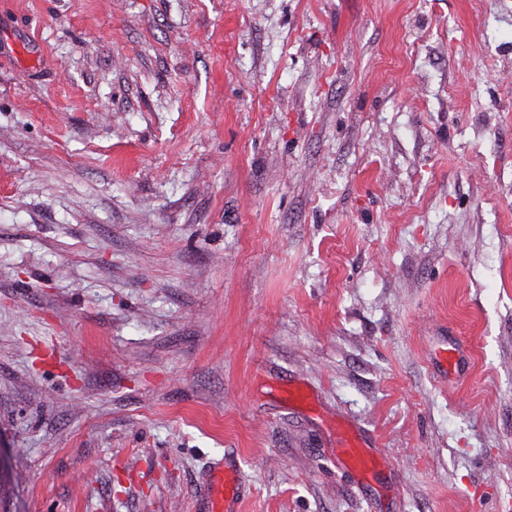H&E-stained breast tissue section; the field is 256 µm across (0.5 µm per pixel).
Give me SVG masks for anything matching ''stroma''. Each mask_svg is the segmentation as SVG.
<instances>
[{
	"instance_id": "stroma-1",
	"label": "stroma",
	"mask_w": 512,
	"mask_h": 512,
	"mask_svg": "<svg viewBox=\"0 0 512 512\" xmlns=\"http://www.w3.org/2000/svg\"><path fill=\"white\" fill-rule=\"evenodd\" d=\"M0 44V512L227 465L240 512H512V0H0Z\"/></svg>"
}]
</instances>
